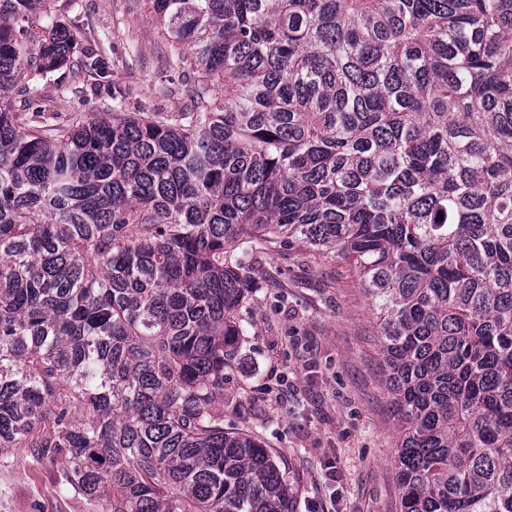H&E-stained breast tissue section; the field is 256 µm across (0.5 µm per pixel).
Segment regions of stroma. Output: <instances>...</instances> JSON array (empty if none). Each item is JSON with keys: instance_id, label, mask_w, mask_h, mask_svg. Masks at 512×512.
<instances>
[{"instance_id": "stroma-1", "label": "stroma", "mask_w": 512, "mask_h": 512, "mask_svg": "<svg viewBox=\"0 0 512 512\" xmlns=\"http://www.w3.org/2000/svg\"><path fill=\"white\" fill-rule=\"evenodd\" d=\"M74 25L80 47L105 50L121 112H179L192 72L172 70L151 0H51L33 18ZM68 70L30 89L59 121L78 107L107 112V83ZM254 289L224 372V426L257 434L295 497V512H396L397 422L385 394L379 320L350 264L278 239L244 259ZM59 480L57 467L16 448L0 457V512H105Z\"/></svg>"}]
</instances>
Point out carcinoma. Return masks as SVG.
Masks as SVG:
<instances>
[{
    "label": "carcinoma",
    "mask_w": 512,
    "mask_h": 512,
    "mask_svg": "<svg viewBox=\"0 0 512 512\" xmlns=\"http://www.w3.org/2000/svg\"><path fill=\"white\" fill-rule=\"evenodd\" d=\"M45 4L0 0V456L106 512H293L215 407L284 238L378 312L397 512H512V0H152L187 109L63 125L10 100L77 65Z\"/></svg>",
    "instance_id": "1"
}]
</instances>
